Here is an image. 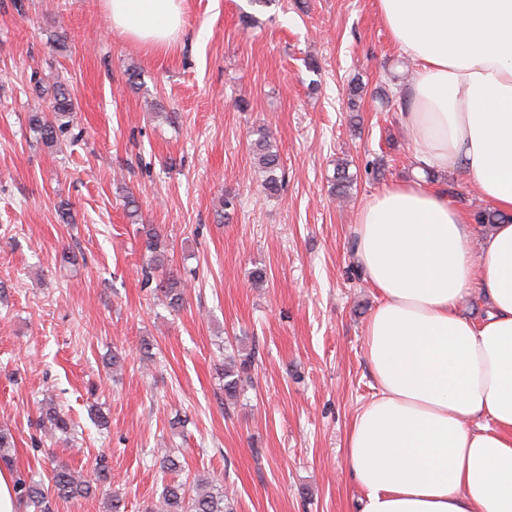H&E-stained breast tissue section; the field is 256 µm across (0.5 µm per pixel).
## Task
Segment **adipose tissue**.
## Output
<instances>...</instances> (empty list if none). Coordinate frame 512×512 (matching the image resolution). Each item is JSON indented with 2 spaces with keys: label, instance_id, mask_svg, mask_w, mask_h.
<instances>
[{
  "label": "adipose tissue",
  "instance_id": "obj_1",
  "mask_svg": "<svg viewBox=\"0 0 512 512\" xmlns=\"http://www.w3.org/2000/svg\"><path fill=\"white\" fill-rule=\"evenodd\" d=\"M112 26L171 47L184 0H102ZM415 61L401 121L420 171L461 168L507 215L475 240L442 187L396 182L355 224L380 301L365 332L376 392L354 418L345 466L361 512H512V0H377ZM490 310L459 312L473 284Z\"/></svg>",
  "mask_w": 512,
  "mask_h": 512
}]
</instances>
